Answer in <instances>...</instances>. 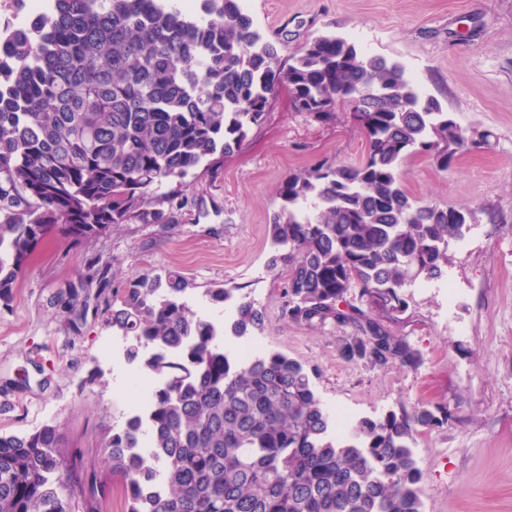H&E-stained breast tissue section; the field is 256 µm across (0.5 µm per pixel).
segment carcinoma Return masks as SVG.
I'll list each match as a JSON object with an SVG mask.
<instances>
[{
	"mask_svg": "<svg viewBox=\"0 0 512 512\" xmlns=\"http://www.w3.org/2000/svg\"><path fill=\"white\" fill-rule=\"evenodd\" d=\"M198 2L190 11L181 0H44L34 36L10 39V66L0 63V305L57 229L82 242L114 224L172 223L160 189L240 147L285 81L296 110L317 120L353 108L368 153L282 183L269 225V267L287 272L281 316L352 328L339 349L350 362L418 368L420 352L385 322L406 310L403 288L442 276L468 226L458 209L413 199L403 167L427 156L446 170L487 135L462 129L394 59L336 33L284 57L242 0ZM111 286V265L89 254L55 304L75 334L89 313L106 316L127 361L163 379L151 413L104 432L115 483L57 424L0 433V512H102L114 484L128 512H422L416 434L453 420L448 403L363 418L341 434L299 361L225 350L226 337L263 334L249 296L217 325L193 310L177 271L132 277L117 307Z\"/></svg>",
	"mask_w": 512,
	"mask_h": 512,
	"instance_id": "obj_1",
	"label": "carcinoma"
}]
</instances>
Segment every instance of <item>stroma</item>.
Returning a JSON list of instances; mask_svg holds the SVG:
<instances>
[{
  "instance_id": "35a3bbf8",
  "label": "stroma",
  "mask_w": 512,
  "mask_h": 512,
  "mask_svg": "<svg viewBox=\"0 0 512 512\" xmlns=\"http://www.w3.org/2000/svg\"><path fill=\"white\" fill-rule=\"evenodd\" d=\"M256 27L289 54L335 32L362 51L402 62L425 95L467 131L488 133L487 148L444 170L415 157L403 168L418 201L464 210L468 230L451 244L440 279L405 288L406 311L390 322L423 356L415 370L346 361L350 331L307 328L280 315L285 274L268 266L269 225L282 182L323 160L361 163L368 143L340 110L321 123L296 111L279 83L265 118L223 165L164 188L169 224H117L83 242L55 232L34 250L10 307H0V433L57 423L98 471L115 425V405L134 365L114 369L103 343L114 339L104 316L73 333L50 299L76 278L86 254L112 267L114 296L137 273L174 269L197 290L240 288L265 316L266 351L299 360L326 408L355 418L412 412L447 402L455 423L421 431L414 448L425 476L424 512H512V0H246Z\"/></svg>"
}]
</instances>
